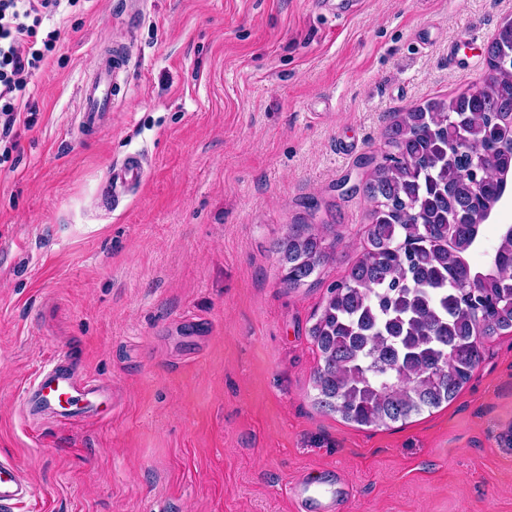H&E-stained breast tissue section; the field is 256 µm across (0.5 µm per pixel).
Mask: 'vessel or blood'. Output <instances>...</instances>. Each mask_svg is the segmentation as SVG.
<instances>
[{
	"mask_svg": "<svg viewBox=\"0 0 512 512\" xmlns=\"http://www.w3.org/2000/svg\"><path fill=\"white\" fill-rule=\"evenodd\" d=\"M116 62L111 49H103L79 88V125L98 133L112 119V96ZM147 178V163L136 155L115 165L108 180L113 200H120L141 187ZM108 389L83 376L80 367L65 356L55 358L26 388L25 408L31 418L50 415L61 425L91 421L100 415L97 401ZM32 495V483L8 458H0V512H16Z\"/></svg>",
	"mask_w": 512,
	"mask_h": 512,
	"instance_id": "1",
	"label": "vessel or blood"
}]
</instances>
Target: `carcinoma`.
<instances>
[{
    "label": "carcinoma",
    "mask_w": 512,
    "mask_h": 512,
    "mask_svg": "<svg viewBox=\"0 0 512 512\" xmlns=\"http://www.w3.org/2000/svg\"><path fill=\"white\" fill-rule=\"evenodd\" d=\"M512 56V21L488 64ZM365 184L372 224L362 257L328 290L310 336L323 366L316 403L372 427L453 401L482 360L479 339L512 332V225L488 261L471 263L512 174V70L475 93L401 112ZM312 230L280 246L290 288L332 254Z\"/></svg>",
    "instance_id": "carcinoma-1"
}]
</instances>
